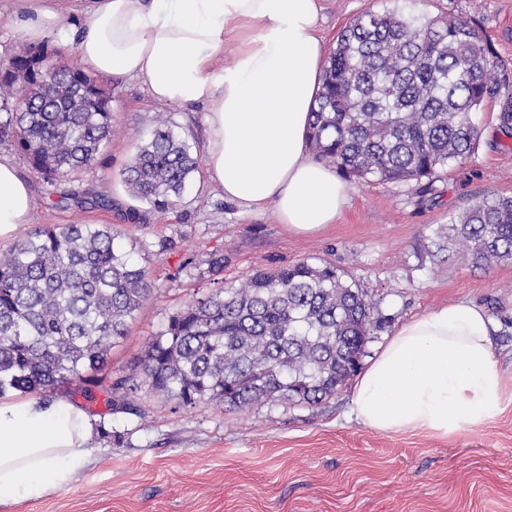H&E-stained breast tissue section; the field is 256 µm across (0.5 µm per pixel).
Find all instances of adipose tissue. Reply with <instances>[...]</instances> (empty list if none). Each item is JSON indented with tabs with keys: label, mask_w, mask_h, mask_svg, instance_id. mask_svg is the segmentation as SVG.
Masks as SVG:
<instances>
[{
	"label": "adipose tissue",
	"mask_w": 512,
	"mask_h": 512,
	"mask_svg": "<svg viewBox=\"0 0 512 512\" xmlns=\"http://www.w3.org/2000/svg\"><path fill=\"white\" fill-rule=\"evenodd\" d=\"M30 42L70 29L78 64L141 81L160 104L206 108L207 170L227 200L274 204L301 233L334 223L349 189L310 154V112L326 65L324 0H90L80 24L57 0H17ZM232 50L233 65L224 52ZM32 197L0 158V241L28 223ZM506 386L492 319L457 302L398 326L358 378L352 411L380 434L448 437L496 417ZM93 424L72 400L0 398V507L70 488L92 456Z\"/></svg>",
	"instance_id": "ef3b65f1"
}]
</instances>
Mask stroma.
Returning a JSON list of instances; mask_svg holds the SVG:
<instances>
[{
  "mask_svg": "<svg viewBox=\"0 0 512 512\" xmlns=\"http://www.w3.org/2000/svg\"><path fill=\"white\" fill-rule=\"evenodd\" d=\"M428 16L473 20L492 50L512 69V0H398ZM387 0H325L319 34L335 48L340 32ZM112 95L114 134L98 163L50 185L12 143V161L32 195L29 223L68 224L74 218L111 225L115 245L144 266L156 286L112 350L121 373L169 317L203 292L211 253L224 255V284L236 287L253 270L324 260L343 270L378 303L384 320L365 348L373 357L405 320L465 301L494 320L501 371L512 381V260L473 264L449 244L448 223L476 201L512 196V135L497 107L475 113L481 137L462 164L433 179L387 183L349 180L348 203L336 223L298 234L273 208L247 211L225 200L206 167L181 199L164 210L117 197L112 189L158 119L169 120L195 156H203L205 108L155 102L136 79L104 77ZM111 200L108 210L83 213L57 205L61 193ZM136 209L143 223L125 220ZM355 383L317 405L263 404L245 410L201 402L182 407L141 381L138 414L110 411L107 395L66 396L93 418L92 460L72 488L0 512H512V401L483 425L450 437L427 432L384 435L351 413Z\"/></svg>",
  "mask_w": 512,
  "mask_h": 512,
  "instance_id": "35a3bbf8",
  "label": "stroma"
}]
</instances>
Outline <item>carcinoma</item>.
<instances>
[{
	"instance_id": "obj_1",
	"label": "carcinoma",
	"mask_w": 512,
	"mask_h": 512,
	"mask_svg": "<svg viewBox=\"0 0 512 512\" xmlns=\"http://www.w3.org/2000/svg\"><path fill=\"white\" fill-rule=\"evenodd\" d=\"M110 94L77 66L24 46L0 65V141L54 181L89 169L112 139ZM499 105L512 129V76L474 22L386 8L339 34L311 112L318 155L350 179L430 178L469 158L472 114ZM199 168L161 120L124 171L133 196L156 209L179 199ZM79 210L112 208L71 194ZM449 230L472 260H512V196L475 202ZM110 224H45L0 253V397L44 399L75 381L98 385L112 349L154 292L147 270L114 247ZM381 319L364 288L328 262L257 270L224 281L172 315L128 373L112 380L114 413L136 412L143 375L183 406L230 409L319 404L354 375Z\"/></svg>"
}]
</instances>
